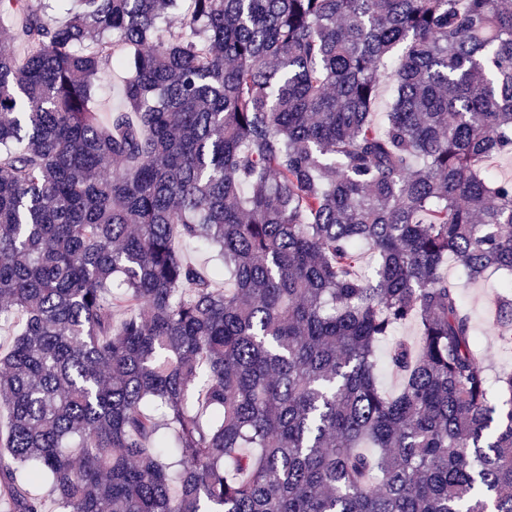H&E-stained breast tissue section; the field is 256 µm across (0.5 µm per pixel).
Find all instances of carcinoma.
Returning <instances> with one entry per match:
<instances>
[{
	"mask_svg": "<svg viewBox=\"0 0 512 512\" xmlns=\"http://www.w3.org/2000/svg\"><path fill=\"white\" fill-rule=\"evenodd\" d=\"M2 43L9 512H512V372L442 272L512 276V0H0ZM124 77L125 71L115 64L112 65V62L102 70L96 85L95 97L104 113L107 114L120 106ZM416 336V327L413 323H407L404 325H401L397 331L395 332V335L390 337V339L384 343L381 344L378 350L377 354V376L378 381L381 385V387L389 392L393 393L395 392L401 383V379L399 376H397L395 373H393L387 365L386 362V351L388 346L391 344L392 341L396 339H405L407 341H414Z\"/></svg>",
	"mask_w": 512,
	"mask_h": 512,
	"instance_id": "carcinoma-1",
	"label": "carcinoma"
}]
</instances>
